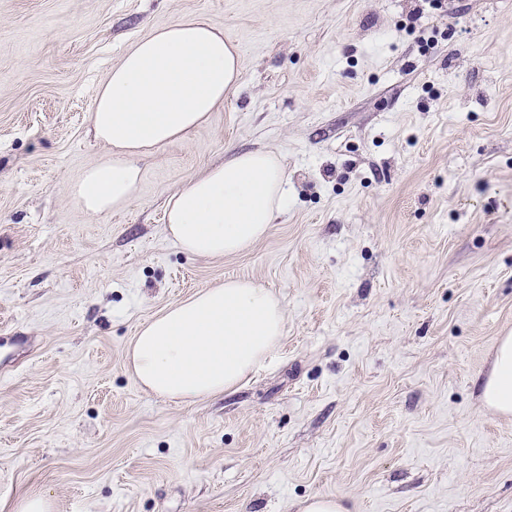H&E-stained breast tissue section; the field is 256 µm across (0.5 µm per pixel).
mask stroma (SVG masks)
Wrapping results in <instances>:
<instances>
[{"mask_svg": "<svg viewBox=\"0 0 512 512\" xmlns=\"http://www.w3.org/2000/svg\"><path fill=\"white\" fill-rule=\"evenodd\" d=\"M188 16L238 46L235 91L87 214L107 69ZM255 149L288 171L268 235L183 252L168 197ZM227 278L280 297L277 348L220 396L142 391L138 327ZM509 333L512 0H0V512H512L481 400ZM297 512H349V510L339 499L313 495L299 503Z\"/></svg>", "mask_w": 512, "mask_h": 512, "instance_id": "obj_1", "label": "stroma"}]
</instances>
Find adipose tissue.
<instances>
[{"label":"adipose tissue","instance_id":"obj_1","mask_svg":"<svg viewBox=\"0 0 512 512\" xmlns=\"http://www.w3.org/2000/svg\"><path fill=\"white\" fill-rule=\"evenodd\" d=\"M239 62L223 29L201 17L179 19L132 44L96 94L91 128L109 154L71 188L84 211L124 209L141 181L138 157L206 123L234 89ZM287 185L277 152L231 153L170 195L167 232L194 256L246 251L268 234ZM284 328L278 296L228 278L144 322L128 345L129 368L142 390L192 403L236 388L276 347ZM481 398L499 415L512 416V334L498 340Z\"/></svg>","mask_w":512,"mask_h":512}]
</instances>
